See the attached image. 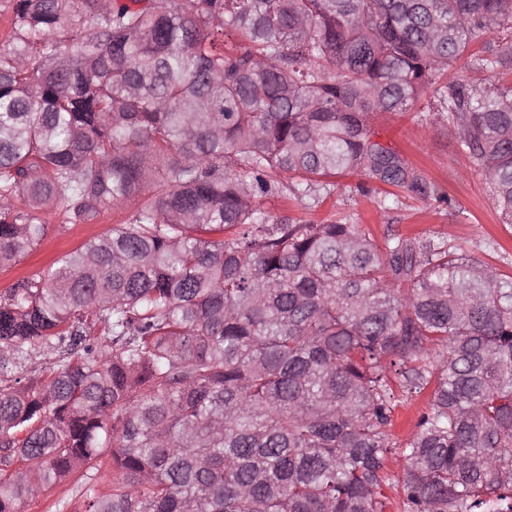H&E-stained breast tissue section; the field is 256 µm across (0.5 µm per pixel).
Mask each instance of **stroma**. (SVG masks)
<instances>
[{"mask_svg": "<svg viewBox=\"0 0 512 512\" xmlns=\"http://www.w3.org/2000/svg\"><path fill=\"white\" fill-rule=\"evenodd\" d=\"M372 129L378 141L424 172L443 194V201L424 202L400 190L393 204L385 207L381 204L383 188L353 173L335 178L331 195L318 206L279 196L262 199V208L276 217L316 224L348 220L363 225L380 243L390 234L427 237L462 249L512 277V223L501 215L486 177L471 167L453 129L437 119L432 101L424 97L410 110L378 115ZM137 204V199H129L114 206L97 223L73 226L62 225L58 214L46 211L43 218L48 228L40 244L12 265L0 267V293L55 264L86 241L107 234ZM432 394L427 388L401 400L393 414L394 441L400 444L412 438L420 416L430 407ZM60 502L65 505L61 511L56 508ZM23 512H84L78 479L56 485L26 504Z\"/></svg>", "mask_w": 512, "mask_h": 512, "instance_id": "1", "label": "stroma"}]
</instances>
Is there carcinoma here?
<instances>
[{"label":"carcinoma","mask_w":512,"mask_h":512,"mask_svg":"<svg viewBox=\"0 0 512 512\" xmlns=\"http://www.w3.org/2000/svg\"><path fill=\"white\" fill-rule=\"evenodd\" d=\"M0 265L42 214L111 233L0 294V512L106 452L84 512H512V278L432 239L278 218L358 170L436 187L372 117L432 93L512 219V0H0ZM477 45L479 51L469 53ZM290 182L283 183L282 175ZM406 293H401V286ZM435 385L405 444L399 397ZM403 448L395 478L388 458ZM53 353H44L34 357L31 361H29L23 370L15 369L14 367L9 366L8 369H4V373L10 376L15 375H27L32 378H40L44 377L49 373V368L51 367L52 362L54 361Z\"/></svg>","instance_id":"carcinoma-1"}]
</instances>
